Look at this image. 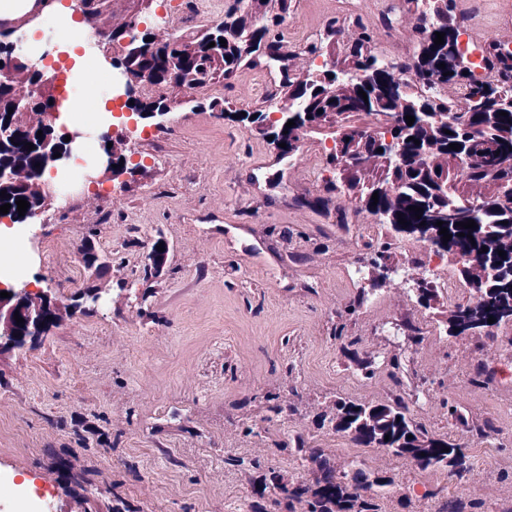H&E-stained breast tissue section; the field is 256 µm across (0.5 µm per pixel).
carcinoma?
<instances>
[{
    "instance_id": "cac0c4a2",
    "label": "carcinoma",
    "mask_w": 512,
    "mask_h": 512,
    "mask_svg": "<svg viewBox=\"0 0 512 512\" xmlns=\"http://www.w3.org/2000/svg\"><path fill=\"white\" fill-rule=\"evenodd\" d=\"M83 2L82 14L93 22L109 9L107 0ZM249 2L251 8L246 10L244 0H232L223 21L185 36L163 38L146 30L120 58L123 70L140 77L143 85L193 90L218 78L228 84L249 62L281 68L284 95L301 104L306 130L290 129L277 135L272 143L286 144L278 148L279 154L294 156L305 138L312 135L328 133L333 141L326 164L336 171V176L325 181L324 195L307 204L329 215L335 196L353 193L362 210L387 215V228L408 235L418 231L428 235L436 245L435 253L456 264L464 257L470 259L466 268L457 269L459 280L469 286L470 294L450 311L451 334L459 336L485 328L491 317L498 327L512 324V197L498 198L499 190L512 184V60L500 57L497 43L489 42L481 50L486 61L483 78L463 74L454 57L453 41L460 24L453 15V0H412L416 8L427 5L421 12V38L413 55L388 59L379 55L373 48L372 33L358 18L353 20L359 29L357 37L345 41L341 39L343 25L334 19L327 25L324 41L338 49L337 68L321 69L314 78H302L289 73L290 53L285 51V39L278 32L291 0ZM438 32L445 33L442 45L434 42ZM222 39L227 46H221ZM211 42L215 46L210 48ZM348 72H363L367 80L348 83L341 77ZM405 72L414 74L416 82L427 83L429 88L399 96L393 91L394 78ZM448 84L457 88L453 99L441 93ZM360 90L367 98L358 94ZM51 100H56L52 90H39L38 72L26 65L18 67L16 80L0 81V128H4L0 167L11 173V177L0 181V191L8 193L7 197H0V206L11 204L8 215L18 223L23 222V217L19 216L16 201H28L29 213L47 203L42 184L51 162L41 144L54 125L44 123L42 115L50 108ZM463 102L472 104L470 111H460ZM423 108L434 115L427 127L417 117ZM501 111L506 115H499ZM386 112L415 117L413 125L405 124L393 131V137L402 142L404 159L399 164L387 162L378 152L383 144L369 134ZM416 139L420 144L414 143ZM27 143L35 149H27ZM451 143L460 144V150L450 149ZM124 145L121 137L112 139L115 162L123 163V169L133 175L145 172L143 164L131 163L122 149ZM463 156L469 161L465 175L459 171ZM375 193L378 202L374 205ZM474 195L493 197L495 201L477 214L468 205ZM413 206L423 208L421 218L415 217ZM401 217L406 220L403 225L399 223ZM468 220L475 221L476 227L458 226ZM438 221L444 222L452 235L446 243L436 225ZM162 242L163 237H157L141 265L145 283L164 270L167 252L157 250ZM484 246L488 248L485 253ZM366 247L373 252L374 271L393 264L391 242L380 237L367 242ZM500 250L505 251V257L498 255ZM83 263L96 276L112 269L107 257L92 246L84 250ZM490 263L497 271L493 281L484 279L482 274V268ZM440 297L441 289L432 278H423L416 288V302L426 310L435 308ZM340 351L349 366L364 378L373 376L382 365L387 367L394 387L384 401L336 397L332 413L316 416L317 428L327 427L360 448H384L420 470H444L459 481L469 479L473 467L465 448L445 433L428 430L410 410L401 358L386 359L368 352L355 338L342 343ZM265 404L269 421L287 411L274 392L266 394ZM449 412L475 442L482 443L490 437L491 429L486 423H468L454 406ZM282 447L302 461L315 457L317 469L312 479L288 483L279 472L264 468L255 460L227 457V462L246 465L251 471L253 512H266L264 502L273 496L277 503L284 504L285 512H296L297 504L303 505L305 512H381L375 489L393 485V479L370 472L357 462L345 471L336 470L331 459L312 446L303 433L288 437Z\"/></svg>"
}]
</instances>
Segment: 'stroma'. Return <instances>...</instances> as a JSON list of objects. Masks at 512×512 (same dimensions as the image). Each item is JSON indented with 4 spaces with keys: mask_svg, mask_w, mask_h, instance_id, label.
<instances>
[{
    "mask_svg": "<svg viewBox=\"0 0 512 512\" xmlns=\"http://www.w3.org/2000/svg\"><path fill=\"white\" fill-rule=\"evenodd\" d=\"M227 5L153 0L142 24L175 38L223 21ZM453 5L469 49L512 44V0ZM335 17L345 20L347 40L358 24L372 29L387 56L411 54L420 39V16L402 0H293L281 25L295 48L292 72L319 66L305 47ZM280 80L276 69L246 66L231 84L192 91L190 106L128 143L146 175L97 194L74 191L67 204L48 207L25 257L29 278L78 295L89 282L82 247L90 242L112 260L97 281L107 302L64 311L36 345L0 353V470L50 490V512H112L121 504L129 512H251L248 475L225 454L297 481L306 469L279 443L309 431L337 470L358 461L393 478L382 512H436L449 497L469 512H512V327L492 337L447 335L445 323L415 302L408 277L416 269L404 255L416 239L406 234L392 237L397 274L351 311L370 279L365 243L382 227L352 195L334 200L349 215L346 231L308 207L328 176L318 137L307 138L269 185L270 169L256 161L277 150L237 115L267 108L262 90ZM217 98L224 112L212 110ZM228 224L247 227L231 246ZM159 237L169 246L167 263L148 286L139 266ZM410 323L424 332L420 345L406 339ZM337 328L367 351L402 357L419 395L415 417L466 446L471 482L419 470L382 448L351 452L349 441L316 428L335 396L374 402L392 389L383 368L345 382ZM480 366L496 373L489 386L472 381ZM276 389L289 412L270 421L263 397ZM452 405L473 422L495 415L500 434L470 442L448 413ZM243 415L257 435L240 432Z\"/></svg>",
    "mask_w": 512,
    "mask_h": 512,
    "instance_id": "obj_1",
    "label": "stroma"
}]
</instances>
